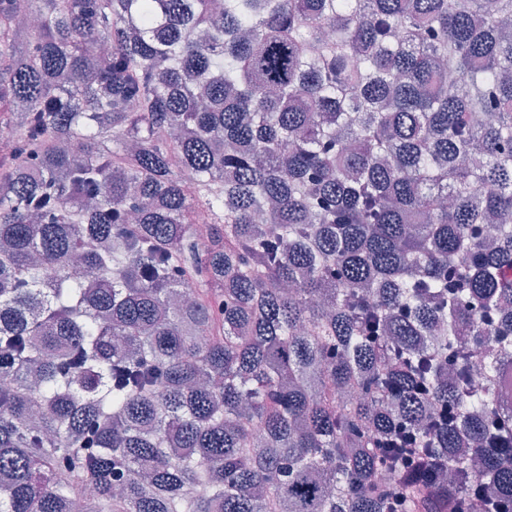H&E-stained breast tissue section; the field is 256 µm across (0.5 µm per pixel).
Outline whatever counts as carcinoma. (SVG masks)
<instances>
[{
	"instance_id": "carcinoma-1",
	"label": "carcinoma",
	"mask_w": 512,
	"mask_h": 512,
	"mask_svg": "<svg viewBox=\"0 0 512 512\" xmlns=\"http://www.w3.org/2000/svg\"><path fill=\"white\" fill-rule=\"evenodd\" d=\"M25 8L0 512H381L395 427L448 468L408 512L511 504L512 0Z\"/></svg>"
}]
</instances>
